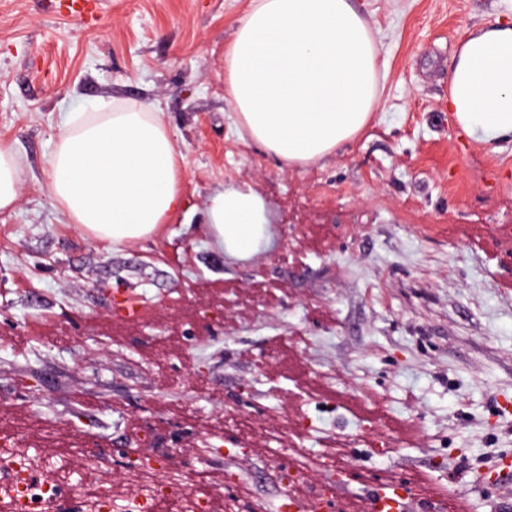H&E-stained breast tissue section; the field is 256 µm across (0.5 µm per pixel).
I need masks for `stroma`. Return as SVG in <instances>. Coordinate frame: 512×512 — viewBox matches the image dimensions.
<instances>
[{"instance_id":"obj_1","label":"stroma","mask_w":512,"mask_h":512,"mask_svg":"<svg viewBox=\"0 0 512 512\" xmlns=\"http://www.w3.org/2000/svg\"><path fill=\"white\" fill-rule=\"evenodd\" d=\"M248 3L105 0L87 27L0 0V139L23 171L0 212V437L68 457L91 487L164 453L215 512H281L286 490L307 493L288 486L297 469L336 512H363L371 484L395 478L426 479L431 512L452 492L497 512L512 482L490 493L476 478L486 449L512 454V141L456 127L448 72L469 30L512 20V0H356L385 67L373 118L293 170L231 119L224 48ZM107 103L163 112L186 200L113 251L43 190L57 127ZM239 183L271 230L243 261L213 242L205 208Z\"/></svg>"}]
</instances>
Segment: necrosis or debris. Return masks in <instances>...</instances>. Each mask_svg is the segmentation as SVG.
Listing matches in <instances>:
<instances>
[{"label":"necrosis or debris","mask_w":512,"mask_h":512,"mask_svg":"<svg viewBox=\"0 0 512 512\" xmlns=\"http://www.w3.org/2000/svg\"><path fill=\"white\" fill-rule=\"evenodd\" d=\"M35 459L28 450L6 448L0 455V469L9 473V481L0 484V512H54L61 494L83 501L86 512H154L155 504L180 500L187 512H211V498L198 494L184 476L165 477V455L159 454L148 464L128 470V481L137 483L139 491L125 495L119 485L105 483L84 493L67 483L62 471L41 481H33Z\"/></svg>","instance_id":"4bbe7bcc"}]
</instances>
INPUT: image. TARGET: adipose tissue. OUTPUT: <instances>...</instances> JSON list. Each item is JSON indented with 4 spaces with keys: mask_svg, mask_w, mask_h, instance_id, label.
Segmentation results:
<instances>
[{
    "mask_svg": "<svg viewBox=\"0 0 512 512\" xmlns=\"http://www.w3.org/2000/svg\"><path fill=\"white\" fill-rule=\"evenodd\" d=\"M381 60L353 0H251L224 52L234 121L282 168L333 156L368 122ZM448 111L476 142L512 140V22L495 20L459 44ZM182 157L151 105H105L60 124L45 190L64 223L121 248L153 238L183 208ZM22 169L0 140V211L20 199ZM208 228L225 254L247 259L270 241L265 204L250 185L207 202Z\"/></svg>",
    "mask_w": 512,
    "mask_h": 512,
    "instance_id": "adipose-tissue-1",
    "label": "adipose tissue"
}]
</instances>
